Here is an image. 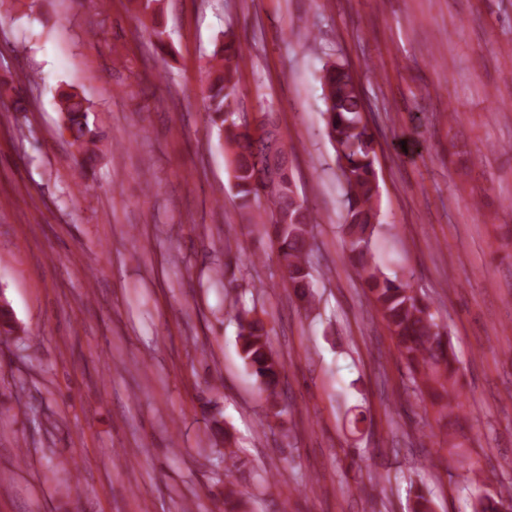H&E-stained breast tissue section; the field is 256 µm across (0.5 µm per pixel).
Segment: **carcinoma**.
<instances>
[{
	"instance_id": "obj_1",
	"label": "carcinoma",
	"mask_w": 512,
	"mask_h": 512,
	"mask_svg": "<svg viewBox=\"0 0 512 512\" xmlns=\"http://www.w3.org/2000/svg\"><path fill=\"white\" fill-rule=\"evenodd\" d=\"M133 2L142 31L162 41L164 31L162 13L156 7L158 0ZM245 59V49L234 33L228 31L216 37L214 50L205 65L204 111L219 137L224 139L226 154L234 157L230 176L243 223L255 224L264 219V233L275 250L284 284L292 288L304 309L311 310L314 296L308 256L313 250L311 229L316 219L307 198L293 190L297 186L293 171H282L276 184L269 188L261 181L268 169L267 158L239 118L238 75L240 62ZM319 81L325 102L324 132L334 144L344 191V216L340 224L344 255L362 279L400 357L406 362L413 393L451 415L462 407L457 387L458 368L430 304L418 296L411 280L387 276L372 260L371 241L379 226L378 154L375 134L362 119L365 107L359 84L354 73L338 61L324 64ZM10 92L14 93V110L27 111L20 90L7 82L0 84V99ZM56 108L79 162L84 167L93 165L99 155L100 133L90 123V101L75 90L63 91ZM235 318L244 364L256 378L259 396L267 410L278 416L282 413L280 397L285 362L272 347L271 329L253 309L239 310ZM19 330L9 303L0 304V335L15 336ZM211 423L215 443L224 444V456L235 458L232 436L217 417H212ZM234 468V464L224 467L223 477L217 478L224 485V512H240L245 508ZM502 500L512 502L511 488H501L486 500L475 497L479 512H497Z\"/></svg>"
}]
</instances>
